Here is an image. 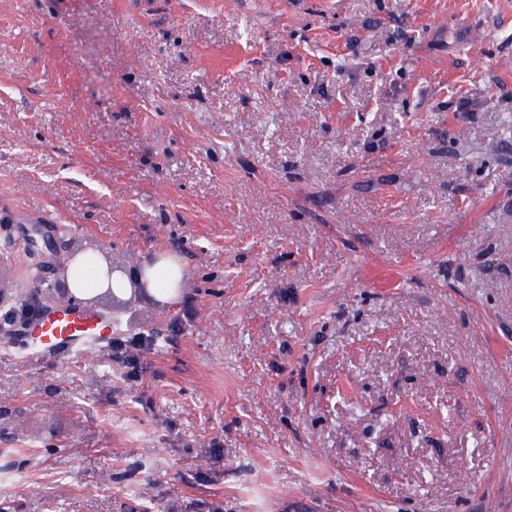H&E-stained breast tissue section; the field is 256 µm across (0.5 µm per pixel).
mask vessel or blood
Listing matches in <instances>:
<instances>
[{
	"label": "vessel or blood",
	"instance_id": "1",
	"mask_svg": "<svg viewBox=\"0 0 512 512\" xmlns=\"http://www.w3.org/2000/svg\"><path fill=\"white\" fill-rule=\"evenodd\" d=\"M111 338V320L64 300L33 322L22 347L35 355H72L103 348Z\"/></svg>",
	"mask_w": 512,
	"mask_h": 512
}]
</instances>
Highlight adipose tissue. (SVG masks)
I'll list each match as a JSON object with an SVG mask.
<instances>
[{
	"label": "adipose tissue",
	"mask_w": 512,
	"mask_h": 512,
	"mask_svg": "<svg viewBox=\"0 0 512 512\" xmlns=\"http://www.w3.org/2000/svg\"><path fill=\"white\" fill-rule=\"evenodd\" d=\"M185 278V266L174 253H153L133 271L111 269L101 257L91 251L74 254L65 271L70 294L79 300L100 291L123 292L132 287L146 288L155 298L163 300L175 296Z\"/></svg>",
	"instance_id": "ef3b65f1"
}]
</instances>
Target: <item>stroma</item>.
<instances>
[{
    "label": "stroma",
    "mask_w": 512,
    "mask_h": 512,
    "mask_svg": "<svg viewBox=\"0 0 512 512\" xmlns=\"http://www.w3.org/2000/svg\"><path fill=\"white\" fill-rule=\"evenodd\" d=\"M81 248L184 286L0 334V512H512V0H0L20 300ZM40 314L36 306L7 310L0 316V328L18 320L28 323ZM112 338V320L76 307L66 300L40 315L23 337L22 348L35 355L80 354L101 349Z\"/></svg>",
    "instance_id": "obj_1"
}]
</instances>
